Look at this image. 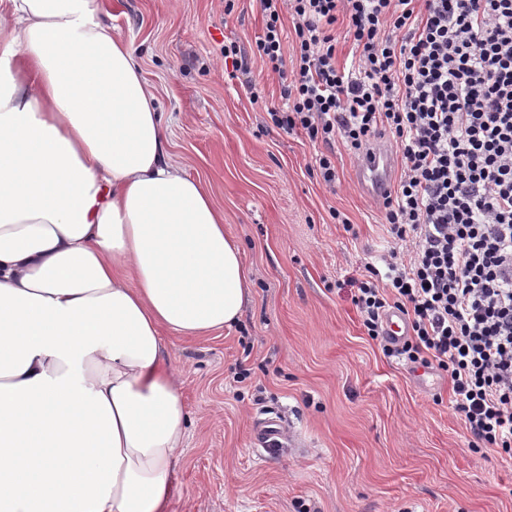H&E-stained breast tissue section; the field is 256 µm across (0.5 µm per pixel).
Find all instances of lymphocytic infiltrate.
<instances>
[{
	"label": "lymphocytic infiltrate",
	"mask_w": 512,
	"mask_h": 512,
	"mask_svg": "<svg viewBox=\"0 0 512 512\" xmlns=\"http://www.w3.org/2000/svg\"><path fill=\"white\" fill-rule=\"evenodd\" d=\"M259 3L256 49L286 101L274 127L357 153L387 131L402 155L381 199L398 246L352 297L368 336L387 356L436 362L472 447L512 459V0ZM341 19L356 49L346 67ZM392 308L408 318L399 345L382 329Z\"/></svg>",
	"instance_id": "f902f5d3"
}]
</instances>
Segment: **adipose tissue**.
Instances as JSON below:
<instances>
[{"label": "adipose tissue", "mask_w": 512, "mask_h": 512, "mask_svg": "<svg viewBox=\"0 0 512 512\" xmlns=\"http://www.w3.org/2000/svg\"><path fill=\"white\" fill-rule=\"evenodd\" d=\"M95 0H0V512H169L167 336L237 323L224 214Z\"/></svg>", "instance_id": "adipose-tissue-1"}]
</instances>
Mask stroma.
Returning <instances> with one entry per match:
<instances>
[{
    "mask_svg": "<svg viewBox=\"0 0 512 512\" xmlns=\"http://www.w3.org/2000/svg\"><path fill=\"white\" fill-rule=\"evenodd\" d=\"M100 2L139 52L170 151L223 210L252 280L233 328L169 340L190 414L171 512H512V463L471 448L447 373L418 384L362 324L351 297L389 250V226L342 142L273 126L282 81L256 51L258 0ZM230 42L244 71L224 65ZM319 154L335 187L314 167ZM263 419L278 423L281 447L254 446Z\"/></svg>",
    "mask_w": 512,
    "mask_h": 512,
    "instance_id": "obj_1",
    "label": "stroma"
}]
</instances>
